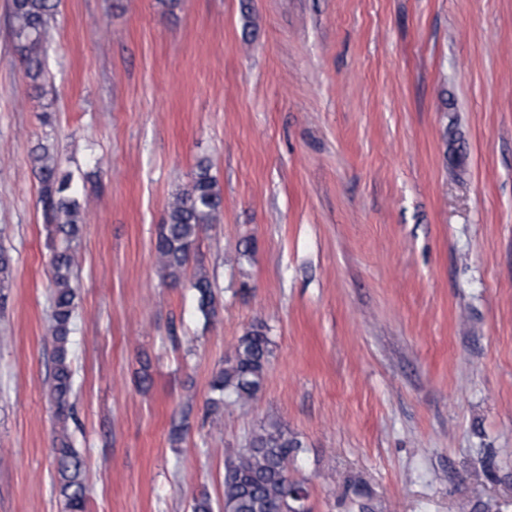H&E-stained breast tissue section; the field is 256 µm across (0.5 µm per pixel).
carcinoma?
<instances>
[{
	"label": "carcinoma",
	"mask_w": 512,
	"mask_h": 512,
	"mask_svg": "<svg viewBox=\"0 0 512 512\" xmlns=\"http://www.w3.org/2000/svg\"><path fill=\"white\" fill-rule=\"evenodd\" d=\"M55 0H11L8 22L14 49L20 55L31 88L38 91L46 80L44 44L54 18ZM41 185L39 203L53 245L51 314L48 333L52 344L53 371L48 395L58 420L65 422L74 406L70 335L76 312L75 251L72 243L83 224L79 189L58 159L43 144L30 153ZM223 196L211 166L197 163L189 187L170 204L154 245L163 278L171 285L181 282L194 254L200 234L215 224L222 213ZM197 309L205 319L217 314L214 284L209 274L197 269L191 280ZM272 355L270 341L261 324L247 329L233 351L225 356L224 368L212 379L207 413L215 421L224 417V406H244L262 390ZM301 442L279 422L271 421L254 433L246 448L226 460L224 502L221 512H299L306 488L287 483L288 461ZM55 469L62 497V512H86L88 484L79 452L67 436L54 448Z\"/></svg>",
	"instance_id": "carcinoma-1"
}]
</instances>
